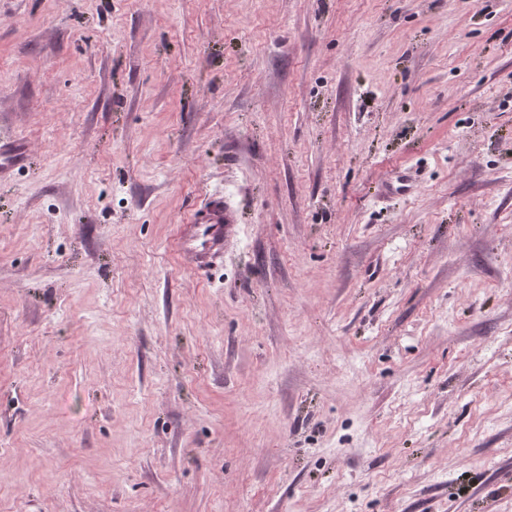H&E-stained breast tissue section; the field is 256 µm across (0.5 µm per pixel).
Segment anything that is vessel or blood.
I'll list each match as a JSON object with an SVG mask.
<instances>
[{
	"label": "vessel or blood",
	"instance_id": "1",
	"mask_svg": "<svg viewBox=\"0 0 512 512\" xmlns=\"http://www.w3.org/2000/svg\"><path fill=\"white\" fill-rule=\"evenodd\" d=\"M417 182L410 169L392 170L383 180L384 195L412 194ZM238 218L223 197L212 196L192 210L185 224L177 228L175 247L181 263L192 270L208 269L224 255V246L238 233Z\"/></svg>",
	"mask_w": 512,
	"mask_h": 512
}]
</instances>
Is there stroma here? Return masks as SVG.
<instances>
[{
    "label": "stroma",
    "instance_id": "35a3bbf8",
    "mask_svg": "<svg viewBox=\"0 0 512 512\" xmlns=\"http://www.w3.org/2000/svg\"><path fill=\"white\" fill-rule=\"evenodd\" d=\"M10 140L0 512H512V0H0ZM417 188V182L408 168L392 170L383 180L380 192L383 195L408 196ZM238 218L223 196H210L177 228L175 247L181 263L206 270L224 256V245L238 234Z\"/></svg>",
    "mask_w": 512,
    "mask_h": 512
}]
</instances>
